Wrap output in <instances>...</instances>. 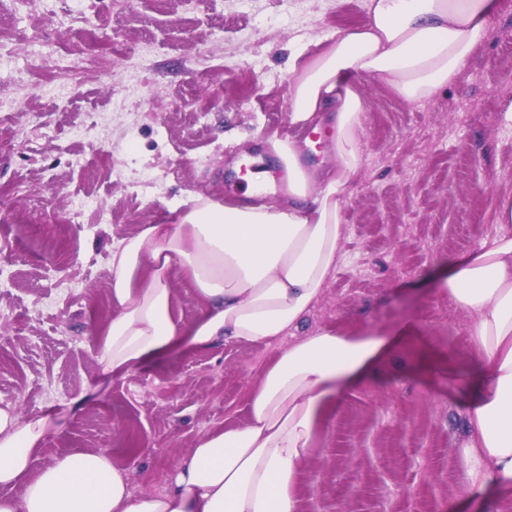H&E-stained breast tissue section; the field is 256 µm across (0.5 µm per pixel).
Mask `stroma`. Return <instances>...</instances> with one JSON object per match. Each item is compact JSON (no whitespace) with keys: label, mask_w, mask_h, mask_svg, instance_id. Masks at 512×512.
I'll return each instance as SVG.
<instances>
[{"label":"stroma","mask_w":512,"mask_h":512,"mask_svg":"<svg viewBox=\"0 0 512 512\" xmlns=\"http://www.w3.org/2000/svg\"><path fill=\"white\" fill-rule=\"evenodd\" d=\"M365 0H0V403L45 417L32 467L106 450L137 494L163 492L196 439L247 418L279 346L189 345L133 371H101L109 258L180 201H242L235 164L285 175L288 59L362 25ZM54 94H46V87ZM364 166L344 207L343 258L304 328L413 327L378 374L346 393L305 464L301 512H475L464 496L460 399L429 371L474 366L469 318L439 265L493 235L512 196V0L448 89L409 103L354 84ZM77 197L97 200L73 216Z\"/></svg>","instance_id":"stroma-1"}]
</instances>
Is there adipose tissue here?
Segmentation results:
<instances>
[{"instance_id": "obj_1", "label": "adipose tissue", "mask_w": 512, "mask_h": 512, "mask_svg": "<svg viewBox=\"0 0 512 512\" xmlns=\"http://www.w3.org/2000/svg\"><path fill=\"white\" fill-rule=\"evenodd\" d=\"M495 0H366L367 19L337 31L333 43L288 68L289 122L328 124L336 170L314 179L295 140H273L288 171V197L224 205L204 196L183 202L176 223L144 224L112 253L110 318L97 334L103 373H127L190 343L286 341L259 375L247 419L200 437L168 488L134 494L128 471L103 450L31 463L46 419L0 406V512H300L303 465L329 408L367 382L393 341L299 329L343 257V207L362 168L364 107L345 76L376 78L408 102L429 99L469 64L487 35ZM495 234L468 258L449 262L440 281L470 318L478 368L452 377L461 393L465 492L470 502H512V196L492 215ZM188 272L206 311L187 325L173 308L172 269Z\"/></svg>"}]
</instances>
